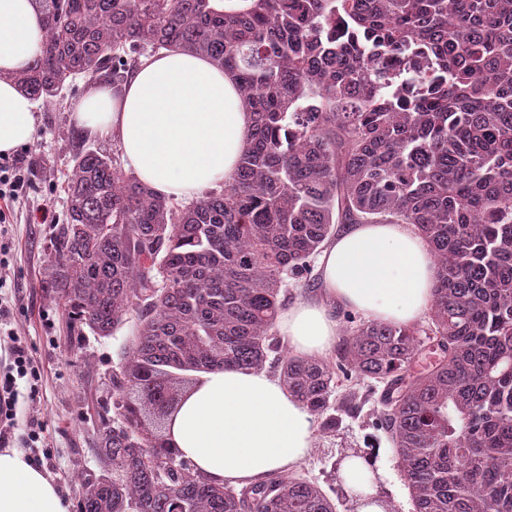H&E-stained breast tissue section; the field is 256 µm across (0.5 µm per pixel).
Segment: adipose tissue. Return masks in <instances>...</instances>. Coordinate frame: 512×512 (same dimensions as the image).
Segmentation results:
<instances>
[{
	"mask_svg": "<svg viewBox=\"0 0 512 512\" xmlns=\"http://www.w3.org/2000/svg\"><path fill=\"white\" fill-rule=\"evenodd\" d=\"M44 35L33 0H0V154L32 142L36 103L10 80ZM84 133L115 134L127 168L157 195L192 198L234 174L251 125L232 74L181 50L142 58L121 93L98 86L73 114ZM326 298L280 310L277 329L292 353L317 359L335 345L336 310L410 324L426 313L436 271L410 224H360L320 255ZM314 416L263 369L215 368L175 415L169 441L199 475L243 487L286 474L314 447ZM56 485L22 452L0 450V512H68Z\"/></svg>",
	"mask_w": 512,
	"mask_h": 512,
	"instance_id": "ef3b65f1",
	"label": "adipose tissue"
}]
</instances>
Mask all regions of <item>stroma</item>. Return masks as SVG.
<instances>
[{
  "label": "stroma",
  "instance_id": "1",
  "mask_svg": "<svg viewBox=\"0 0 512 512\" xmlns=\"http://www.w3.org/2000/svg\"><path fill=\"white\" fill-rule=\"evenodd\" d=\"M81 92L68 93L63 106L38 100L36 136L20 149L29 168L31 188L14 206L9 226L11 251L4 271L6 288L0 296L14 297L11 327L27 345L42 380L35 398H21L14 446L52 478L70 506H77L80 476L100 471L95 452V406L107 395L103 384L112 368L124 358L134 329L125 324L113 336H69L61 309L40 286L51 225L32 221L31 214L45 207L56 218L66 215L63 183L71 171L76 151L73 138L80 134L73 112ZM81 135V134H80ZM378 395L362 402L356 414L346 415L335 434L316 435L310 456L296 469L336 501L337 512H355L351 499L342 498L344 460L357 456L382 473L371 485L390 512H414L413 502L391 438L382 428ZM38 421L45 445L26 448L24 427Z\"/></svg>",
  "mask_w": 512,
  "mask_h": 512
}]
</instances>
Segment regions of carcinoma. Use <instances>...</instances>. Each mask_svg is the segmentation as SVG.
Wrapping results in <instances>:
<instances>
[{
  "instance_id": "carcinoma-1",
  "label": "carcinoma",
  "mask_w": 512,
  "mask_h": 512,
  "mask_svg": "<svg viewBox=\"0 0 512 512\" xmlns=\"http://www.w3.org/2000/svg\"><path fill=\"white\" fill-rule=\"evenodd\" d=\"M35 2L44 38L12 75L30 96L117 88L143 52L180 49L232 73L251 113L236 173L199 200L155 195L100 148L66 177L41 287L77 338L136 324L78 512H336L290 473L212 482L168 442L198 374L268 362L324 434L339 383L383 385L415 512H512V0ZM338 224L416 227L427 319L348 315L337 361L299 358L274 333L281 290Z\"/></svg>"
}]
</instances>
